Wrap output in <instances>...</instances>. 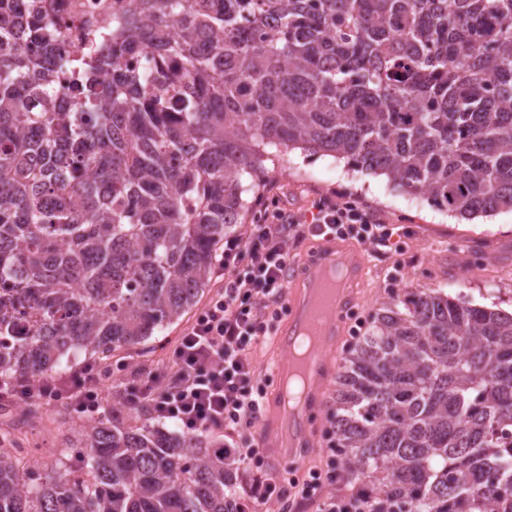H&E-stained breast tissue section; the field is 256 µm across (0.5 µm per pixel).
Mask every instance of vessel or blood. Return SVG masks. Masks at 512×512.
Returning a JSON list of instances; mask_svg holds the SVG:
<instances>
[{"label":"vessel or blood","mask_w":512,"mask_h":512,"mask_svg":"<svg viewBox=\"0 0 512 512\" xmlns=\"http://www.w3.org/2000/svg\"><path fill=\"white\" fill-rule=\"evenodd\" d=\"M341 255L350 259L355 283L365 281L369 267L360 250L330 238L319 241L304 260L299 275L290 284L288 315L279 325L275 336L280 349H287L292 329L303 317V295L313 274L325 263ZM356 298V291H348L322 320L326 328L327 344L318 356L317 379L308 393L304 411L295 417L285 415L279 395L274 393L269 398V411L261 426V440L273 466H280L286 460L302 461L314 445L313 415L324 402L334 377L338 362L337 352L344 337L345 315Z\"/></svg>","instance_id":"b4317fda"}]
</instances>
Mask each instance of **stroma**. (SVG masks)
<instances>
[{
	"instance_id": "1",
	"label": "stroma",
	"mask_w": 512,
	"mask_h": 512,
	"mask_svg": "<svg viewBox=\"0 0 512 512\" xmlns=\"http://www.w3.org/2000/svg\"><path fill=\"white\" fill-rule=\"evenodd\" d=\"M266 167L260 196L278 195L295 211L309 209L322 194L357 196L404 232L403 254H369L373 276L358 292L355 316L372 320L404 289L421 287L442 289L475 306L512 312L511 211L496 213L489 223L459 220L392 189L386 179L352 174L332 157L307 158L297 150L267 162ZM192 318V312H185L147 341L116 350L104 360V367L125 365L131 384L139 374L163 372L171 348ZM85 423V418L62 404H44L37 413L22 417L15 415L12 405L0 407V431L10 432L18 457L38 458L33 469L37 475L58 469L66 436L80 431Z\"/></svg>"
}]
</instances>
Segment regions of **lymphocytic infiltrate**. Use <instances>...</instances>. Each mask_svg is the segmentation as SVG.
<instances>
[{
  "label": "lymphocytic infiltrate",
  "instance_id": "lymphocytic-infiltrate-1",
  "mask_svg": "<svg viewBox=\"0 0 512 512\" xmlns=\"http://www.w3.org/2000/svg\"><path fill=\"white\" fill-rule=\"evenodd\" d=\"M330 235L368 245L376 253L403 250L396 225L359 199L323 195L306 214L280 206L278 198L263 199L254 223L225 237L213 263L218 289L174 346L166 381L154 374L139 378V397L154 418L185 433L223 432L225 453L242 467L241 490L232 502L235 512H263L272 503L288 504L291 512H374L370 496L331 490L337 481L333 428L323 432L325 468L303 480L283 479L265 467L266 451L253 437L265 389L256 378L252 351L288 312L293 246ZM102 377L88 365L60 381L1 382L0 402L62 403L92 417L102 401Z\"/></svg>",
  "mask_w": 512,
  "mask_h": 512
}]
</instances>
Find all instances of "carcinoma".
Returning a JSON list of instances; mask_svg holds the SVG:
<instances>
[{"label":"carcinoma","instance_id":"carcinoma-1","mask_svg":"<svg viewBox=\"0 0 512 512\" xmlns=\"http://www.w3.org/2000/svg\"><path fill=\"white\" fill-rule=\"evenodd\" d=\"M0 0V381L142 343L209 281L267 146L469 220L512 210V0H132L66 65ZM149 55L144 72L125 56ZM339 481L380 512H512V314L411 288L343 359ZM135 425L114 421L121 401ZM130 388L36 478L0 434V512H229L238 463Z\"/></svg>","mask_w":512,"mask_h":512}]
</instances>
